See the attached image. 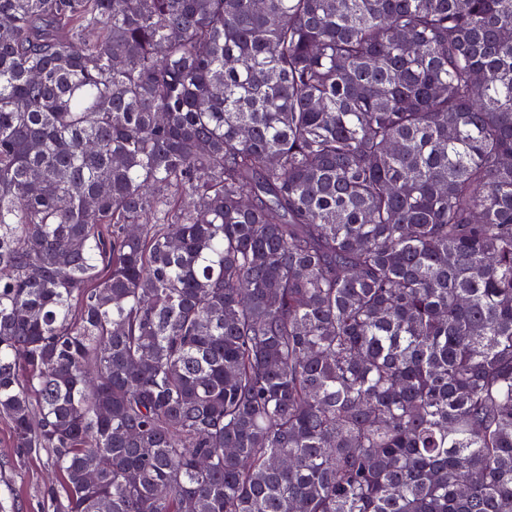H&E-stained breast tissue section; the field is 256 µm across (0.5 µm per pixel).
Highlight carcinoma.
<instances>
[{
    "instance_id": "1",
    "label": "carcinoma",
    "mask_w": 512,
    "mask_h": 512,
    "mask_svg": "<svg viewBox=\"0 0 512 512\" xmlns=\"http://www.w3.org/2000/svg\"><path fill=\"white\" fill-rule=\"evenodd\" d=\"M0 418L49 512H512V0H0Z\"/></svg>"
}]
</instances>
